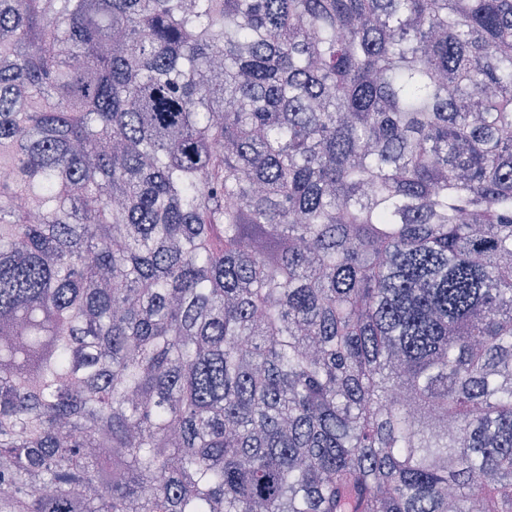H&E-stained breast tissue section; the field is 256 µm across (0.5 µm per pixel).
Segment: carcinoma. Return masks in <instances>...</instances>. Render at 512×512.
Returning <instances> with one entry per match:
<instances>
[{"label":"carcinoma","instance_id":"cac0c4a2","mask_svg":"<svg viewBox=\"0 0 512 512\" xmlns=\"http://www.w3.org/2000/svg\"><path fill=\"white\" fill-rule=\"evenodd\" d=\"M0 169V512H512V0H0Z\"/></svg>","mask_w":512,"mask_h":512}]
</instances>
